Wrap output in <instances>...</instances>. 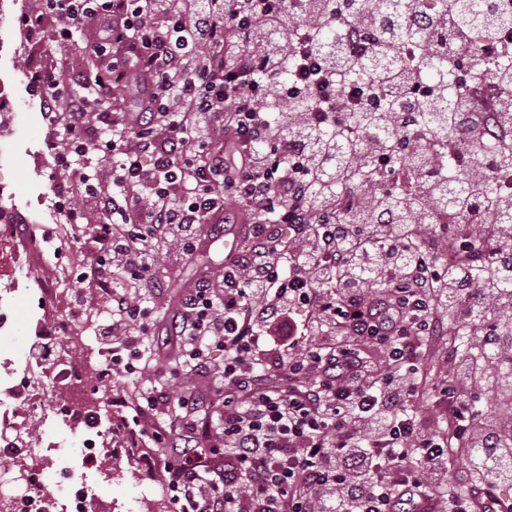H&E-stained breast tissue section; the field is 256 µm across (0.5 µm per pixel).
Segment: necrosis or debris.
Returning a JSON list of instances; mask_svg holds the SVG:
<instances>
[{
    "label": "necrosis or debris",
    "instance_id": "necrosis-or-debris-1",
    "mask_svg": "<svg viewBox=\"0 0 512 512\" xmlns=\"http://www.w3.org/2000/svg\"><path fill=\"white\" fill-rule=\"evenodd\" d=\"M0 229L7 231L21 259L15 260V271L28 282L43 290L56 284V272L42 261L43 242L37 236V227L31 217L16 205L0 204ZM74 347L60 342L59 349L47 359L46 370L39 371L25 362L0 366V382H18L25 392L23 400L0 404V452L23 454L30 462L25 469L22 488L10 492L0 491V512H92L96 500L93 485L85 478L74 491L63 499L37 490L38 476L44 469L62 464L63 456L57 445L40 437H23L21 430L30 419L43 423L60 421L68 410L87 403L91 390L79 378L73 359Z\"/></svg>",
    "mask_w": 512,
    "mask_h": 512
}]
</instances>
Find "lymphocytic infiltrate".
<instances>
[{"mask_svg": "<svg viewBox=\"0 0 512 512\" xmlns=\"http://www.w3.org/2000/svg\"><path fill=\"white\" fill-rule=\"evenodd\" d=\"M308 9L309 0H40L24 17L35 33L54 17L57 43L112 20L95 98L71 99L59 123L67 162L97 149L112 158L107 178L80 177L103 217L79 240L83 278L108 310L97 325L98 380L143 373L153 288L193 258L204 225L225 223L234 201L248 242L182 295L169 381L112 395L113 412L138 425L131 447L167 449L155 464L173 512H478L480 491L512 488L500 474L512 460L496 454L512 447V420L478 406L498 393V366L512 362V299L491 278L495 260L447 252L473 236L512 252L495 220L501 197H512L502 183L512 166L477 168L465 151L494 139L512 153L499 113L472 105L477 96L499 105L512 30L457 37L462 108L447 135L428 132L416 104L433 89L414 82L387 113L399 137L368 142L352 115L390 96L385 79L356 68L377 29L349 0H324L317 16ZM329 21L349 67L317 48ZM128 83L141 111H103ZM285 123L366 142L343 175L351 192L322 182L307 142L279 133ZM418 152L456 160L473 188L491 179L501 192L483 197L470 226L400 223L380 197L406 190L403 163ZM359 207L371 223L341 220ZM433 353L448 365L435 383L423 369ZM192 374L214 378L211 416L196 391L172 388ZM468 448L495 454L474 464Z\"/></svg>", "mask_w": 512, "mask_h": 512, "instance_id": "1", "label": "lymphocytic infiltrate"}]
</instances>
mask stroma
<instances>
[{"mask_svg":"<svg viewBox=\"0 0 512 512\" xmlns=\"http://www.w3.org/2000/svg\"><path fill=\"white\" fill-rule=\"evenodd\" d=\"M37 3L0 0V33L6 36L0 44V86L19 112L15 131L0 146V198L31 212L38 224L57 228L59 252L44 253L46 264L57 271V285L55 293L46 297L27 281H19L10 307L12 328L0 334V361L29 358L39 336L62 329L80 341L79 371L92 381L102 356L95 332L96 314L76 312L83 300L78 280L88 264L76 239L102 217L79 200V175L60 160L61 150L41 105L35 77L57 70L71 82L74 92L88 95L100 70L90 61L88 34L75 33L63 45L25 36L21 17ZM239 231L236 224L205 227L199 257L186 262L163 287L154 289L153 320L158 330H166L181 291L191 287L202 271L219 273L227 255L224 244L238 238ZM121 439V432H113L114 447L102 463L103 474L96 485L100 505L118 502L127 512H171L160 474L140 462L137 449L121 447Z\"/></svg>","mask_w":512,"mask_h":512,"instance_id":"obj_1","label":"stroma"}]
</instances>
